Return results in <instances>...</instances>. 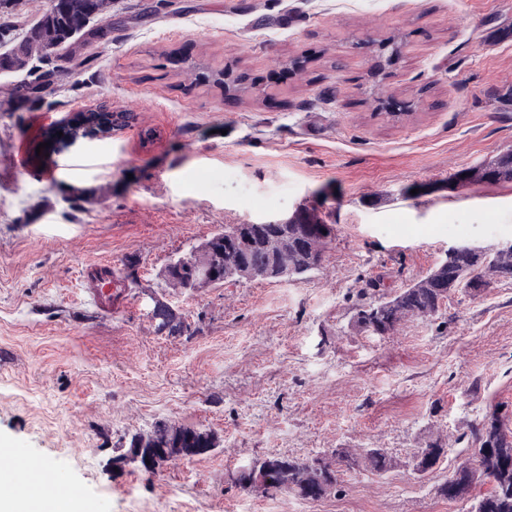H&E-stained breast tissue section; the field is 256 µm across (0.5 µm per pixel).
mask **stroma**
I'll list each match as a JSON object with an SVG mask.
<instances>
[{
	"instance_id": "obj_1",
	"label": "stroma",
	"mask_w": 512,
	"mask_h": 512,
	"mask_svg": "<svg viewBox=\"0 0 512 512\" xmlns=\"http://www.w3.org/2000/svg\"><path fill=\"white\" fill-rule=\"evenodd\" d=\"M118 0L119 28L46 100L0 108V449L49 462L84 512H469L438 489L469 426L512 428V280L456 294L387 336L359 306L424 276L449 246L512 239V182L454 191L512 149V0ZM99 105L129 126L71 147L49 134ZM22 163H14L16 150ZM94 191L71 206L70 189ZM326 190L335 235L298 280L167 288L174 258ZM136 264L119 309L83 277ZM182 314L170 336L155 301ZM215 448L152 474L115 469L156 421ZM452 445L424 476L416 448ZM384 448L311 501L233 482L274 454Z\"/></svg>"
}]
</instances>
